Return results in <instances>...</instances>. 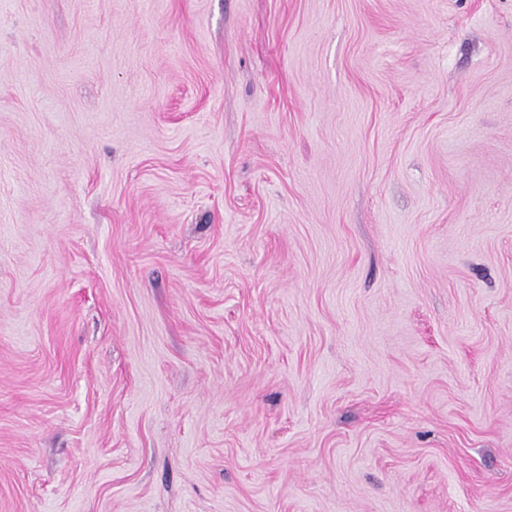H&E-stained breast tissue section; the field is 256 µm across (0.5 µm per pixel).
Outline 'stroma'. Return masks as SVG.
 <instances>
[{
	"instance_id": "35a3bbf8",
	"label": "stroma",
	"mask_w": 512,
	"mask_h": 512,
	"mask_svg": "<svg viewBox=\"0 0 512 512\" xmlns=\"http://www.w3.org/2000/svg\"><path fill=\"white\" fill-rule=\"evenodd\" d=\"M0 512H512V0H0Z\"/></svg>"
}]
</instances>
